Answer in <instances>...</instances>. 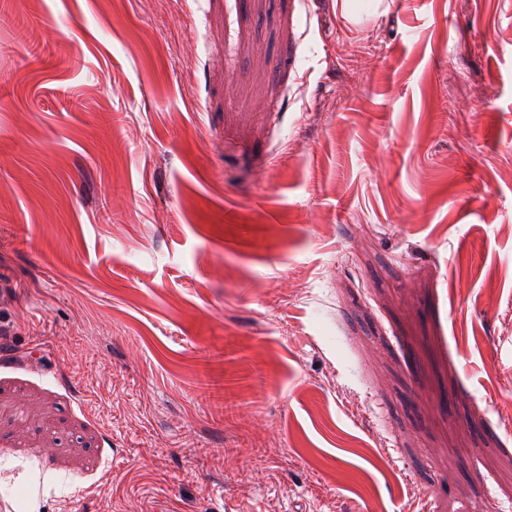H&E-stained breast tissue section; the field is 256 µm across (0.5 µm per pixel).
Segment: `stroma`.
Here are the masks:
<instances>
[{
    "instance_id": "obj_1",
    "label": "stroma",
    "mask_w": 512,
    "mask_h": 512,
    "mask_svg": "<svg viewBox=\"0 0 512 512\" xmlns=\"http://www.w3.org/2000/svg\"><path fill=\"white\" fill-rule=\"evenodd\" d=\"M0 512H512V0H0Z\"/></svg>"
}]
</instances>
